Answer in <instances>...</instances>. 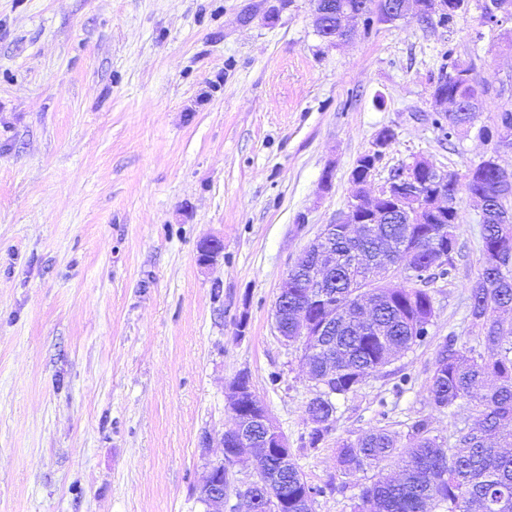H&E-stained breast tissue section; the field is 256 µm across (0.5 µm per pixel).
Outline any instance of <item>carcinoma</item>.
<instances>
[{
	"instance_id": "carcinoma-1",
	"label": "carcinoma",
	"mask_w": 512,
	"mask_h": 512,
	"mask_svg": "<svg viewBox=\"0 0 512 512\" xmlns=\"http://www.w3.org/2000/svg\"><path fill=\"white\" fill-rule=\"evenodd\" d=\"M487 92L476 81L471 65H457L453 73L438 79L432 95H445L459 104V111L444 113L448 135L476 127L488 138L493 128L512 129V111L499 113L491 127L476 126ZM474 169L477 173L465 183V190L488 196L491 211L481 219V269L470 288L468 306L487 352L459 349L456 336L446 337L427 388L436 408L451 410L466 403L471 423L459 429L451 446L433 434L429 419L423 416L408 424L404 434L378 428L339 442L342 475L373 472L362 486V504L354 512H512V454L502 451L512 447V432L503 436V443H490L493 435L512 425V319L495 316L499 310L512 311V172L506 174L483 160ZM461 203L457 200L440 217L425 210L411 216L403 212L397 223L374 224L365 233L349 235L345 225H336V270L324 276L328 302L338 308L355 306L352 285L358 272L349 269L348 260L357 251L368 264L378 259L380 272L366 296L372 304L371 316L380 321L373 327L322 336L323 351L307 356L309 374L318 382L326 362L336 360L327 381L330 393L318 394L307 403L306 413L314 422L335 416L338 399L356 393L395 354L427 340L423 325L434 314L429 284L452 279L457 271ZM442 225L447 226L448 257L433 267L425 250V234ZM404 255L412 256L414 272L392 286L387 280L399 270ZM288 302L295 311L305 309L316 323L323 321L324 306L310 303L306 289H288ZM390 459L399 469L396 478L383 474L382 463ZM261 470L263 478H277L273 492L283 512H312L315 498L325 493L324 487L308 483L293 458L285 459L275 451L261 461Z\"/></svg>"
}]
</instances>
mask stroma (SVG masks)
Returning <instances> with one entry per match:
<instances>
[{
	"label": "stroma",
	"instance_id": "1",
	"mask_svg": "<svg viewBox=\"0 0 512 512\" xmlns=\"http://www.w3.org/2000/svg\"><path fill=\"white\" fill-rule=\"evenodd\" d=\"M488 2L445 24L361 22L333 45L310 0H0V512H204L195 488L241 372L325 487L313 512L358 501L339 441L422 414L455 441L469 410L435 409L427 387L444 337L475 345V203L427 341L339 401L314 449L317 390L274 309L383 128L375 192L416 158L462 174L495 151L512 170L495 141L447 136L431 101L471 64L480 123L512 110V19L484 24ZM210 238L223 255L203 267ZM399 371L414 380L400 395Z\"/></svg>",
	"mask_w": 512,
	"mask_h": 512
}]
</instances>
